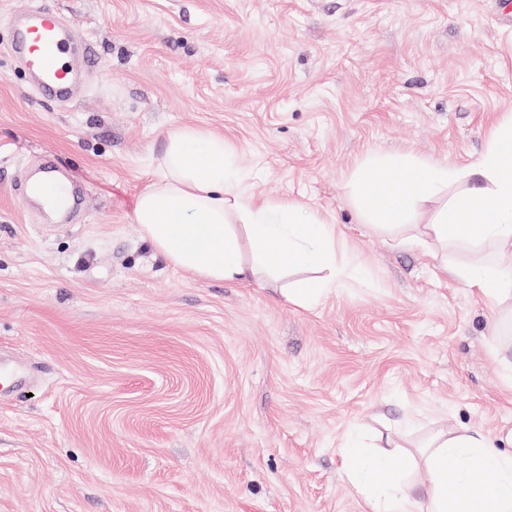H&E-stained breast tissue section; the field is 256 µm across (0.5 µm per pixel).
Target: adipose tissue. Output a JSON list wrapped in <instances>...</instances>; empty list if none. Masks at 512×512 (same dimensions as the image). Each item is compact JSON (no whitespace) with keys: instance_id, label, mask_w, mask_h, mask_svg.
I'll list each match as a JSON object with an SVG mask.
<instances>
[{"instance_id":"ef3b65f1","label":"adipose tissue","mask_w":512,"mask_h":512,"mask_svg":"<svg viewBox=\"0 0 512 512\" xmlns=\"http://www.w3.org/2000/svg\"><path fill=\"white\" fill-rule=\"evenodd\" d=\"M163 175L139 197L134 221L172 264L211 279H281L293 269L310 278L281 295L316 306L343 276L335 230L298 205L255 203L237 189L224 139L184 129L173 133ZM478 187H468L470 178ZM351 191L360 219L395 234L399 245L468 258L452 274L490 303L512 300V272L486 258L512 247V116L495 127L483 155L458 168L409 156L381 171L361 168ZM344 472L370 512H512V453H501L468 432L433 438L414 466L430 475L426 499L414 497L391 454L351 438Z\"/></svg>"}]
</instances>
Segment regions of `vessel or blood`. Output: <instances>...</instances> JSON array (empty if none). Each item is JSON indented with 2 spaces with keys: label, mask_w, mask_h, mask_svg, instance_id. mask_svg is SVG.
I'll return each mask as SVG.
<instances>
[{
  "label": "vessel or blood",
  "mask_w": 512,
  "mask_h": 512,
  "mask_svg": "<svg viewBox=\"0 0 512 512\" xmlns=\"http://www.w3.org/2000/svg\"><path fill=\"white\" fill-rule=\"evenodd\" d=\"M11 38L8 54L18 60L35 81L40 97L53 103L68 102L77 92L84 74L96 69L99 56L90 40L77 37L60 14L43 8L10 16ZM59 179L47 168L41 181L29 191L44 205L58 207Z\"/></svg>",
  "instance_id": "obj_1"
}]
</instances>
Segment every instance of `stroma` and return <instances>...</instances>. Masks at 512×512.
Instances as JSON below:
<instances>
[{"mask_svg": "<svg viewBox=\"0 0 512 512\" xmlns=\"http://www.w3.org/2000/svg\"><path fill=\"white\" fill-rule=\"evenodd\" d=\"M503 0H0L46 5L100 59L43 101L0 48V512H366L354 433L399 463L442 432L512 430V319L361 224L374 155L465 167L512 115ZM216 133L252 199L336 229L312 309L199 277L133 222L173 132ZM77 223L27 207L45 157Z\"/></svg>", "mask_w": 512, "mask_h": 512, "instance_id": "stroma-1", "label": "stroma"}]
</instances>
